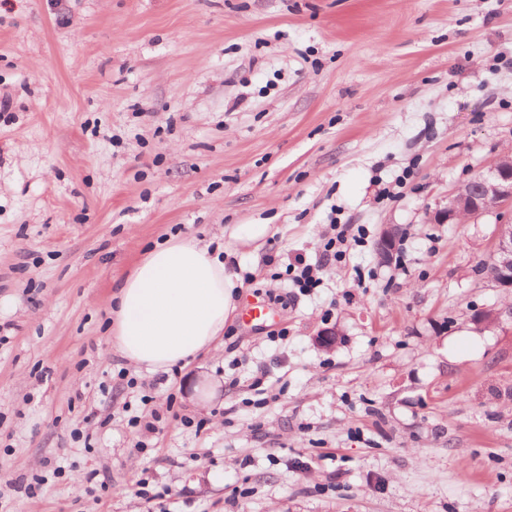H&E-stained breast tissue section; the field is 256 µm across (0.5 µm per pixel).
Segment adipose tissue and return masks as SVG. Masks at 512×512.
I'll list each match as a JSON object with an SVG mask.
<instances>
[{
	"label": "adipose tissue",
	"mask_w": 512,
	"mask_h": 512,
	"mask_svg": "<svg viewBox=\"0 0 512 512\" xmlns=\"http://www.w3.org/2000/svg\"><path fill=\"white\" fill-rule=\"evenodd\" d=\"M237 274L218 253L179 236L149 249L122 281L112 344L130 364L165 370L208 349L236 305Z\"/></svg>",
	"instance_id": "adipose-tissue-1"
}]
</instances>
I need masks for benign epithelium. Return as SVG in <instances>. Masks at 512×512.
Returning <instances> with one entry per match:
<instances>
[{
  "instance_id": "benign-epithelium-1",
  "label": "benign epithelium",
  "mask_w": 512,
  "mask_h": 512,
  "mask_svg": "<svg viewBox=\"0 0 512 512\" xmlns=\"http://www.w3.org/2000/svg\"><path fill=\"white\" fill-rule=\"evenodd\" d=\"M485 214L499 216L492 261L495 275L491 277L497 288L512 289V155H503L486 170L448 194V207L438 215L444 223L455 224L464 216L470 218ZM397 229L382 227L377 252L382 262L392 261L397 253Z\"/></svg>"
}]
</instances>
